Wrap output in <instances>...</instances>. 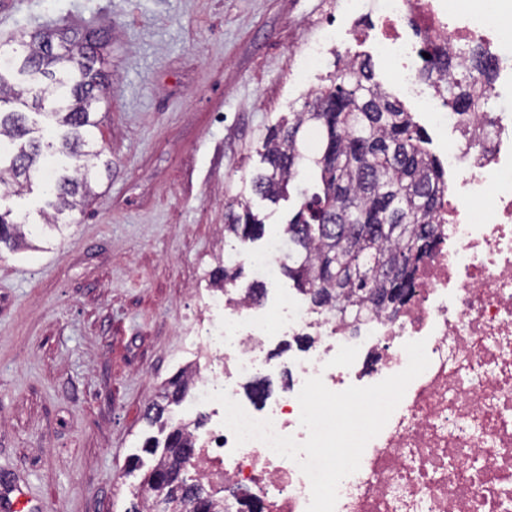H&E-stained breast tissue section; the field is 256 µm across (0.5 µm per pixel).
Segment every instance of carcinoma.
I'll use <instances>...</instances> for the list:
<instances>
[{
  "instance_id": "cac0c4a2",
  "label": "carcinoma",
  "mask_w": 512,
  "mask_h": 512,
  "mask_svg": "<svg viewBox=\"0 0 512 512\" xmlns=\"http://www.w3.org/2000/svg\"><path fill=\"white\" fill-rule=\"evenodd\" d=\"M53 39L67 44L65 53L52 52ZM106 42L101 29L39 31L20 37L9 60L0 59V136L17 145L8 168L0 166V186L19 194L38 181L47 205L61 214L82 205L92 181L110 173V162L98 167L100 153L88 150L94 108L103 93L104 59L98 49ZM432 66L449 73L438 88L446 103L469 111L474 84L488 64L437 54ZM12 78L22 79L20 89ZM20 105L64 133L44 139L43 128L29 121ZM426 144L424 129L375 79L368 58L344 62L301 111L269 130L262 167L250 188L273 205L296 197L283 230L287 251L281 268L314 309L379 313L408 298L417 264L436 244L432 217L448 186L443 166ZM224 221L227 235L254 240L264 233L263 220L238 199L226 203ZM24 223L26 217L0 211V244L19 245ZM241 273L242 262L229 257L212 276L225 288ZM187 393L184 370L168 381L163 399L176 394L178 404ZM147 420L158 435L147 437L142 449L156 462L146 469L141 458L133 460L132 470H143L142 493L126 512H183L178 496H162L158 484L169 478L174 449L194 443L164 404L154 403ZM183 485L200 500L202 512H215L198 479L187 477Z\"/></svg>"
}]
</instances>
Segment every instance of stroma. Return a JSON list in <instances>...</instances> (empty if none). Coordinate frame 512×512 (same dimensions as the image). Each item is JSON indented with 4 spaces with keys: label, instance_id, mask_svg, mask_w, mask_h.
Returning <instances> with one entry per match:
<instances>
[{
    "label": "stroma",
    "instance_id": "1",
    "mask_svg": "<svg viewBox=\"0 0 512 512\" xmlns=\"http://www.w3.org/2000/svg\"><path fill=\"white\" fill-rule=\"evenodd\" d=\"M326 0H0V45L45 25L110 31L94 145L112 164L63 234L0 248V470L44 512H125L145 411L187 361L197 292L219 256L264 251L291 202L253 195L262 139L328 85L338 55L372 58L376 79L419 124L429 83L407 89L373 38L341 35L295 76ZM245 197L265 236L224 233Z\"/></svg>",
    "mask_w": 512,
    "mask_h": 512
}]
</instances>
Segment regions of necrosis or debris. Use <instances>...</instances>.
<instances>
[{
  "mask_svg": "<svg viewBox=\"0 0 512 512\" xmlns=\"http://www.w3.org/2000/svg\"><path fill=\"white\" fill-rule=\"evenodd\" d=\"M457 2L334 0L331 9L347 17L353 37L369 18L377 52L399 63L405 85L419 81L426 53L466 47L492 69L477 96L501 97L512 87V32L500 25L512 0H483L465 14ZM427 109L435 129L457 134L443 157L457 180L433 216L437 244L398 312L343 316L285 300L269 315L220 289L203 303L207 362L191 404L205 406L209 420L192 431V469L219 512H306L311 486L295 461L263 442L236 445L222 406L205 393L227 390L252 418L301 442L297 395L306 379L321 376L334 392L379 383L406 367L405 343L421 339L430 363L340 482L335 512H501L512 503V111L457 112L439 95ZM480 199L489 202L481 216L472 210ZM306 335L314 341L288 355L280 393L243 392V381L273 369L269 345Z\"/></svg>",
  "mask_w": 512,
  "mask_h": 512,
  "instance_id": "obj_1",
  "label": "necrosis or debris"
}]
</instances>
